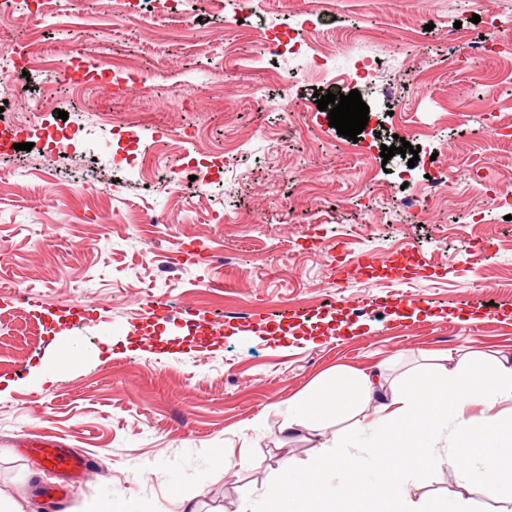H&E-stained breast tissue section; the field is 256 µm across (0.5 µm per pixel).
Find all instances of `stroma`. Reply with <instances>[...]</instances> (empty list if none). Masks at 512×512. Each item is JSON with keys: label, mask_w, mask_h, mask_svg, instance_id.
<instances>
[{"label": "stroma", "mask_w": 512, "mask_h": 512, "mask_svg": "<svg viewBox=\"0 0 512 512\" xmlns=\"http://www.w3.org/2000/svg\"><path fill=\"white\" fill-rule=\"evenodd\" d=\"M163 3L46 0L36 15L14 0L0 15V51L27 62L0 83V123L33 145L0 155V497L26 512L111 497L180 512L186 488L198 512H276L283 452L300 466L314 452L279 448L289 397L340 364L392 382L427 353H512V0ZM299 25L328 72L265 54L260 32ZM354 51L375 61L367 79L345 77ZM88 59L135 67L150 94L87 80ZM354 89L369 121L352 141L316 97ZM168 96L186 100L178 115ZM126 112L154 180L112 164ZM481 123L502 135L471 137ZM50 127L75 131L74 152ZM399 137L451 173L419 216L395 177L407 158L380 156ZM189 151L213 183L191 179ZM65 343L78 360L53 372ZM34 435L94 463L61 505L42 492L56 473L14 445ZM228 447L252 464L225 466ZM411 483L426 512L460 496L512 512L511 481L495 500L444 466Z\"/></svg>", "instance_id": "obj_1"}]
</instances>
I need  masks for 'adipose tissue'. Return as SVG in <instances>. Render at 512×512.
<instances>
[{"mask_svg": "<svg viewBox=\"0 0 512 512\" xmlns=\"http://www.w3.org/2000/svg\"><path fill=\"white\" fill-rule=\"evenodd\" d=\"M475 365L482 372L478 381L466 375ZM436 372L442 376L438 384L432 380ZM433 373L415 375L394 387L381 372L340 367L313 391L289 399L288 433L317 437L327 422L348 421L357 430L381 431L387 453L374 455L337 441L323 447L303 467L284 458L288 478L271 485L270 498L288 501L293 512H332L336 501L344 504L345 512H419L408 479L440 464L447 465L461 484L478 483L487 497H497L504 477H512V448L490 449L505 433H512V419L502 418L499 411L502 403L512 402V360L474 352L452 370L435 364ZM473 406L480 407V417L468 416ZM447 431L455 444L443 448L439 442ZM390 457L399 458L400 463L389 467L383 484L353 481V473L385 466ZM336 470L346 478L331 500L323 480Z\"/></svg>", "mask_w": 512, "mask_h": 512, "instance_id": "adipose-tissue-1", "label": "adipose tissue"}]
</instances>
